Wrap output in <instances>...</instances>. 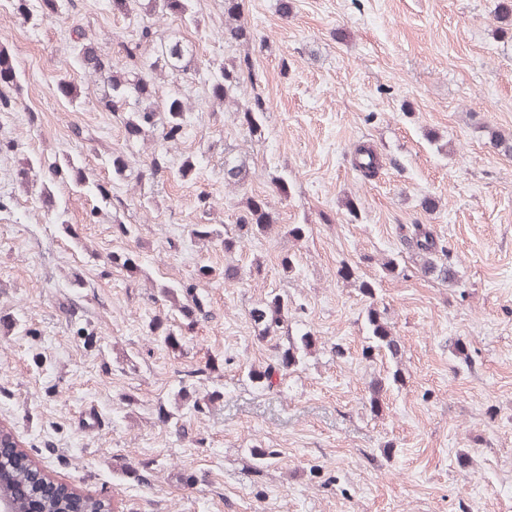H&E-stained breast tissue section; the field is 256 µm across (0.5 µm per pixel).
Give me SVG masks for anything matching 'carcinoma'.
Instances as JSON below:
<instances>
[{
    "label": "carcinoma",
    "mask_w": 512,
    "mask_h": 512,
    "mask_svg": "<svg viewBox=\"0 0 512 512\" xmlns=\"http://www.w3.org/2000/svg\"><path fill=\"white\" fill-rule=\"evenodd\" d=\"M72 6L73 0H38L36 20L58 19ZM242 7V0H224V39L229 42L246 44L253 38L251 28L241 21ZM112 10L122 15L135 13L146 17L172 14L187 26L197 28L202 24V19L193 10V0H112ZM497 19L499 31L504 35L509 33L512 29V0H499ZM75 34L72 51L74 62L104 76L106 89L100 103L117 114L127 140H143L148 133L158 134V138L166 144H174L183 138L192 112L190 88L194 48L190 42L175 35L160 36L155 28L144 25L138 29L136 38L120 45L118 55L111 56L101 52L98 43L86 30L79 28ZM206 70L209 75L204 85L208 86L210 100L218 106L234 105L239 125L250 133L257 132L265 113V99L258 93L244 103L237 98V92L245 80L253 78L250 59H216ZM164 75L170 78V88L163 95L158 79ZM17 82L12 57L0 51V112H13L19 108L20 100L3 92V88H10ZM351 163L360 177L368 179L376 175L380 159L371 147L363 144L355 149ZM36 168L45 170L41 201L45 214L54 224L66 223L52 193V186L57 182L68 180L77 186H84L101 203L110 204L114 199L103 184L90 179L86 170L69 156L58 158L48 165L39 161ZM195 169L196 160L193 157L184 158L175 167L171 164L168 151H160L152 154L142 165L139 181L152 182L165 173L185 178ZM249 177L244 164L233 158L224 159L225 183L241 186ZM275 224L276 218L266 199L251 196L246 200L237 230H222L213 224H191L187 234L199 241L218 240L224 246V253L232 254L241 248L244 235L264 237L271 234ZM402 238L420 254L423 274H436L444 280L456 279L457 271L450 263L447 244L436 239L429 228L423 224H412ZM157 296L162 306L168 309V314L162 321L157 318L151 321V330L161 336L164 344L175 348L193 329L197 315L204 312L206 298L197 291V283L190 281L164 283L160 285ZM289 314L288 299L273 292L250 311L251 318L259 326L258 342L262 343L281 333L286 336V343L274 345V355L269 363L258 368L252 366L247 372L248 378L262 388H273L276 380L288 370L302 365L313 344L311 332L303 331L295 335L289 330ZM367 325L369 343L363 350V356L369 358L375 352H384L393 358L398 357L400 345L384 312L374 306L369 307ZM387 388L388 380L383 378L370 383L371 411H379L380 400ZM4 467L11 471L14 486L0 484V498L13 496L15 486L24 488L26 496L14 504L15 512H24L28 499L37 496L41 490L35 480L31 460L21 452L15 457L0 460V468Z\"/></svg>",
    "instance_id": "carcinoma-1"
}]
</instances>
